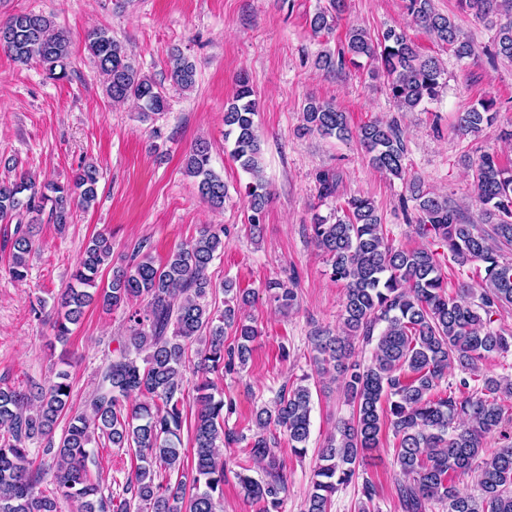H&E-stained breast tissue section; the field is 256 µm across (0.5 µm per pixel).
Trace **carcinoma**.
<instances>
[{
	"mask_svg": "<svg viewBox=\"0 0 512 512\" xmlns=\"http://www.w3.org/2000/svg\"><path fill=\"white\" fill-rule=\"evenodd\" d=\"M478 20L494 30L493 55L512 60V0H460ZM345 0H329L308 19L316 33H331L344 12ZM411 22L433 40L448 46L458 60L474 53L455 20L438 12L433 0H407ZM5 41L0 47L22 65L40 64L52 79L68 77L69 39L53 16L19 12L0 21ZM88 51L103 77L106 95L115 102L132 99L147 120L162 114L167 95L147 78L126 49L106 30L88 35ZM376 63L371 75H383L398 110L413 112L436 100L443 88L441 61L420 51L401 28L390 27L372 39L351 26L337 52L317 55L314 65L329 74L358 59ZM170 78L183 90L195 85L196 66L180 49L170 54ZM494 103L481 102L458 116L459 127L479 134L493 125ZM259 104L248 75L241 74L232 101L224 110V141H232L230 156L249 176L245 186L249 232L260 234L270 190L263 176L262 141L255 122ZM302 134L339 140L355 137L369 163L397 179L404 178L406 143L394 121L372 120L352 132L346 113L314 98L302 109ZM185 173L194 179L199 197L213 209L224 206V179L211 168V147L197 141L185 157ZM98 167L85 163L72 182L39 184L23 172L0 182V223L17 220L11 238L9 274L27 276L26 258L33 250L30 214H40L52 202L51 219L67 223L71 206L89 208L97 198ZM482 224H474L462 206L424 188L409 184L415 202L416 234L446 247L448 257L464 267L478 262L479 294L462 285L448 295V281L436 253L425 246L399 247L389 240L374 200L353 196L343 214L328 223L321 216L311 225L312 239L329 262L331 277L344 283L340 332H319L312 339L313 362L319 372L336 370L353 415L336 423L319 451L314 481L304 512H331L339 486L359 477V468L379 448L383 425L397 439L395 455L403 473L398 486L401 512H429L439 503L447 512H512V375L478 374L489 355L512 352V330L494 326L495 316L512 306V161L495 153L480 156L473 174ZM340 177L331 170L317 176L322 199L337 195ZM224 249V227L206 225L198 237L180 245L164 262H156L146 244L130 260L112 268L110 282L97 279L112 257V240L100 233L81 255L73 285L59 299L54 336L64 342L84 308L99 300L118 310L142 300L129 311L128 336L97 374L96 388L86 410L71 412L70 374L59 370L43 386L0 387V512H57L58 500L72 512H219L224 496V460L220 443L245 441L249 458L266 476L237 473L244 498L262 504L261 512H281L287 487L284 466L271 448L272 431L288 438L294 454L302 455L310 437L312 393L299 384L281 393L274 405L255 412L256 432L248 438L225 428L224 398L210 375L231 372L247 363L251 344L260 336L241 316L252 292L225 280L224 309H211L213 285L207 269ZM265 289L281 309L292 307L294 289L270 281ZM232 331L234 342L224 345ZM375 343L371 362L351 360L352 340ZM194 367L198 406L191 448H182L186 422L184 374ZM460 377L446 382L448 373ZM136 396L138 404L128 408ZM67 418L62 435L54 437L60 418ZM105 438L114 448H128L139 461L126 478L129 497L115 506L87 467L90 445ZM495 447H487V439ZM40 442L42 460L34 465L29 445ZM175 474L176 482L158 480V473ZM476 475L481 497L463 493L459 482ZM51 493L40 490L45 480ZM358 512H371L376 488L361 487Z\"/></svg>",
	"mask_w": 512,
	"mask_h": 512,
	"instance_id": "1",
	"label": "carcinoma"
}]
</instances>
